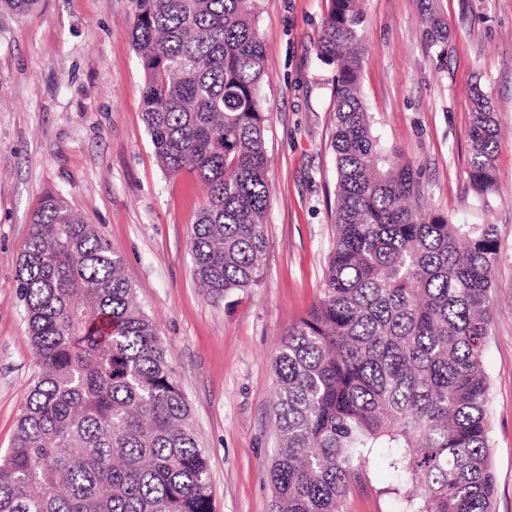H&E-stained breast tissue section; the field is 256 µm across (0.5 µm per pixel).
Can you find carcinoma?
Listing matches in <instances>:
<instances>
[{
	"label": "carcinoma",
	"mask_w": 512,
	"mask_h": 512,
	"mask_svg": "<svg viewBox=\"0 0 512 512\" xmlns=\"http://www.w3.org/2000/svg\"><path fill=\"white\" fill-rule=\"evenodd\" d=\"M144 120L160 166L206 187L189 239L208 298L260 285L269 186L264 50L251 0H133ZM426 36L448 40L438 0ZM359 0H331L336 238L323 297L275 358V512H344L379 453L396 512H495L489 376L494 224L427 208L419 172L375 135L361 96ZM470 186L495 190L497 122L474 91ZM123 257L59 194L17 267L40 373L5 462L0 512H213L209 468L157 324Z\"/></svg>",
	"instance_id": "obj_1"
}]
</instances>
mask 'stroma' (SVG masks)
Wrapping results in <instances>:
<instances>
[{"mask_svg":"<svg viewBox=\"0 0 512 512\" xmlns=\"http://www.w3.org/2000/svg\"><path fill=\"white\" fill-rule=\"evenodd\" d=\"M331 0H255L267 116V248L259 287L207 300L189 235L204 187L158 164L143 121L132 0H39L0 12V456L39 361L17 288L31 216L47 194L124 259L137 303L159 326L210 469L213 512H274V360L289 326L323 293L336 236L331 148L335 66L318 52ZM444 47L421 0H361L362 93L381 142L422 174L425 203L456 224H493L499 253L485 367L496 512H512V0H441ZM500 129L494 193L469 187L474 89ZM393 477L373 455L347 512H395ZM438 2L422 0L426 36L434 46L444 44L448 40V23L440 13Z\"/></svg>","mask_w":512,"mask_h":512,"instance_id":"obj_1","label":"stroma"}]
</instances>
